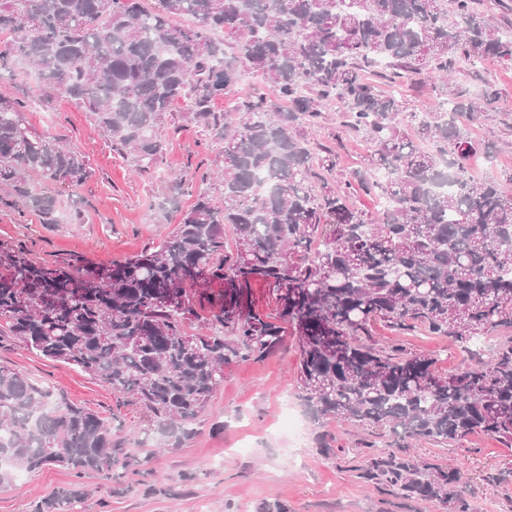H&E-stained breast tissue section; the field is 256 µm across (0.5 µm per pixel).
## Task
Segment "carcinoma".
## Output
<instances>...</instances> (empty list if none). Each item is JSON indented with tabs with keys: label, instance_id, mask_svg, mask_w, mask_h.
<instances>
[{
	"label": "carcinoma",
	"instance_id": "cac0c4a2",
	"mask_svg": "<svg viewBox=\"0 0 512 512\" xmlns=\"http://www.w3.org/2000/svg\"><path fill=\"white\" fill-rule=\"evenodd\" d=\"M480 0H0V80L19 62L40 73L38 100L66 96L122 157L148 173L159 134L181 109L223 145L209 171L221 205L199 194L172 236L106 267L45 263L0 242V334L72 365L157 419L167 446L224 381V367L262 360L291 335L312 417L389 432L358 469L386 491L464 502L454 467L417 463L408 442L481 432L512 443V195L472 162L497 149L463 121L499 109L488 80L475 92L445 78L486 61L512 64V23ZM187 18L192 25L176 26ZM255 74L235 95L239 65ZM439 78L435 111H404L390 88ZM231 98L217 112L220 95ZM32 99L0 95V205L54 224L55 199L31 181L82 185L86 157L27 121ZM337 104L336 139L374 144L367 166L336 181L305 129ZM431 148H421L420 142ZM387 179H376L378 172ZM266 173L275 191L259 193ZM454 183L450 193L439 186ZM385 204L372 214L356 193ZM268 289L273 306L253 304ZM199 323L207 333L190 334ZM381 322L469 340L507 334L485 361L442 378L434 359L372 339ZM0 485L56 465L77 476L126 469L112 425L19 369L0 367ZM84 492L57 488L34 512H71Z\"/></svg>",
	"mask_w": 512,
	"mask_h": 512
}]
</instances>
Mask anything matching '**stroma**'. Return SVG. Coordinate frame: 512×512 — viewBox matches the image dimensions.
Returning a JSON list of instances; mask_svg holds the SVG:
<instances>
[{"label":"stroma","instance_id":"obj_1","mask_svg":"<svg viewBox=\"0 0 512 512\" xmlns=\"http://www.w3.org/2000/svg\"><path fill=\"white\" fill-rule=\"evenodd\" d=\"M484 75L502 94L501 110L512 112L511 65L487 62L458 73L456 80L473 89ZM26 117L37 130L86 156L91 171L79 186L46 183L56 199L57 223L0 207V240L26 245L38 261L78 259L99 267L136 255L171 235L206 189L201 176L217 147L182 112L168 116L164 160L148 175L133 172L88 112L69 98H56L47 107L35 103ZM468 131L473 139L497 146L499 175L512 174L511 127L486 120ZM372 335L379 343H398L434 358L444 375L464 368L472 348L455 337L422 331L400 337L380 323ZM0 366L20 369L68 401L97 411L135 450L133 464L119 479L97 473L78 478L54 465L16 473L0 488V512H31L35 503L69 484L85 493L72 512H459L454 502L403 499L356 478L354 466L386 444L388 436L380 431L314 420L305 447L292 450L276 430L283 400L299 393L292 348L226 368L208 407L192 422L191 438L167 450L138 405H118L111 389L79 369L39 357L7 336L0 338ZM243 444L249 453H239ZM407 454L458 468L467 483L468 512H512V447L503 441L481 434L448 444L421 440L412 442Z\"/></svg>","mask_w":512,"mask_h":512}]
</instances>
